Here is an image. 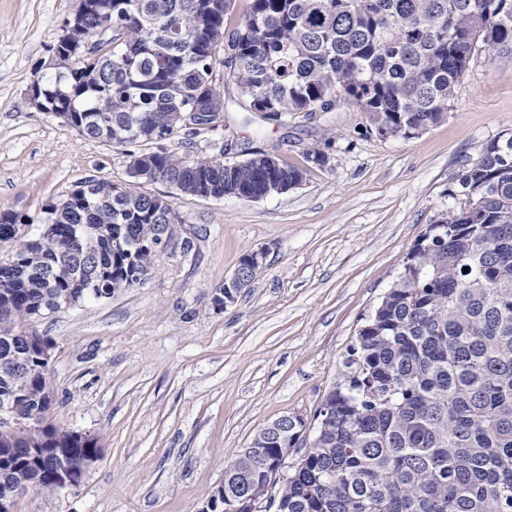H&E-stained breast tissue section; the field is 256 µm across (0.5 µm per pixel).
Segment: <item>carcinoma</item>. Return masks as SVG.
I'll return each instance as SVG.
<instances>
[{"label": "carcinoma", "instance_id": "cac0c4a2", "mask_svg": "<svg viewBox=\"0 0 512 512\" xmlns=\"http://www.w3.org/2000/svg\"><path fill=\"white\" fill-rule=\"evenodd\" d=\"M234 0H96L58 41L40 94L81 137L130 146V159L177 196L260 200L298 186L308 169L250 152L190 153L219 132L225 76L249 112H332L336 94L382 138L443 121L481 51L512 48V0H251L226 29ZM96 54L83 38L104 27ZM188 112L197 118L183 120ZM314 147L306 160L327 164ZM462 200L427 228L359 330L309 449L278 483L271 471L296 447L299 416L274 422L224 467L235 512H512V134L461 171ZM173 202L89 179L35 223L0 217V404L24 428L0 447V492L46 487L81 456L50 419L53 390L28 326L51 307L108 298L154 267L157 224ZM82 226L80 239L71 236Z\"/></svg>", "mask_w": 512, "mask_h": 512}]
</instances>
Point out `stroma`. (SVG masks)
I'll return each instance as SVG.
<instances>
[{"mask_svg":"<svg viewBox=\"0 0 512 512\" xmlns=\"http://www.w3.org/2000/svg\"><path fill=\"white\" fill-rule=\"evenodd\" d=\"M79 3L0 0V213L39 218L91 178L168 191L130 177L125 147L29 101ZM224 94L226 128L197 152L261 150L308 166L307 179L258 201L175 198L178 244L144 280L33 322L52 343L53 423L99 437L102 455L77 485L32 492L16 512H199L225 464L284 416L304 419L305 453L360 327L428 225L456 207L458 172L512 133V51L479 53L447 118L408 138H380L345 103L275 123L246 111L234 83ZM329 135V163L307 165ZM253 251L263 257L251 286L215 311L216 288Z\"/></svg>","mask_w":512,"mask_h":512,"instance_id":"stroma-1","label":"stroma"}]
</instances>
